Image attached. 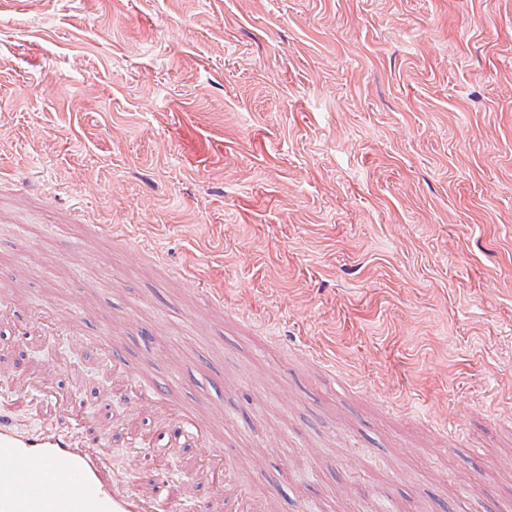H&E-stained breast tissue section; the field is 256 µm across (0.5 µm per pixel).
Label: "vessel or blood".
I'll use <instances>...</instances> for the list:
<instances>
[{"mask_svg":"<svg viewBox=\"0 0 512 512\" xmlns=\"http://www.w3.org/2000/svg\"><path fill=\"white\" fill-rule=\"evenodd\" d=\"M180 420L192 443L206 449L208 468L224 469V482L213 492L224 512H265L264 498L238 481L205 427L185 414ZM184 494V484L161 473L153 488L131 479L125 489H116L99 460L68 433L50 428L21 433L0 414V512H178Z\"/></svg>","mask_w":512,"mask_h":512,"instance_id":"vessel-or-blood-1","label":"vessel or blood"}]
</instances>
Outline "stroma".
Listing matches in <instances>:
<instances>
[{
    "label": "stroma",
    "mask_w": 512,
    "mask_h": 512,
    "mask_svg": "<svg viewBox=\"0 0 512 512\" xmlns=\"http://www.w3.org/2000/svg\"><path fill=\"white\" fill-rule=\"evenodd\" d=\"M0 310L115 481L192 447L85 336L271 512H512V0H0ZM104 354L108 361L112 364V369L115 371L119 376L122 377L124 386H131V399L133 400L134 404H139L144 401H154V402H160L162 400V397L159 393L147 389H140L137 388L136 391L132 389V382H133V374L130 373L125 369L123 366V363L121 362L119 354H117L114 350H112V346H106L104 348Z\"/></svg>",
    "instance_id": "stroma-1"
}]
</instances>
